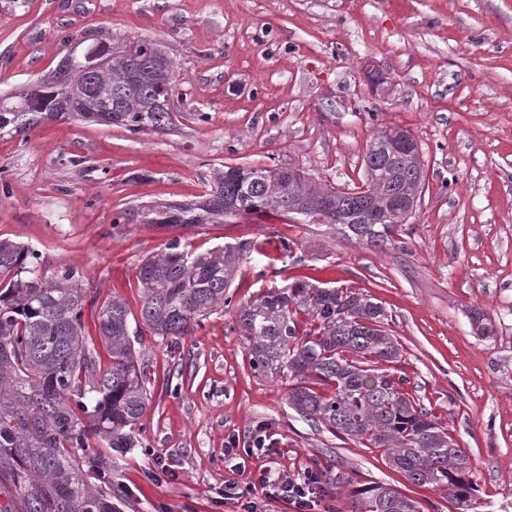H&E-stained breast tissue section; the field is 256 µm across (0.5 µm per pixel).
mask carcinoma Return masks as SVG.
<instances>
[{
    "mask_svg": "<svg viewBox=\"0 0 512 512\" xmlns=\"http://www.w3.org/2000/svg\"><path fill=\"white\" fill-rule=\"evenodd\" d=\"M62 59L73 94L51 72L29 98L0 97V135L26 136L45 121L98 118L131 132L166 131L170 112L156 97L174 91V62L144 39L112 38L98 31L67 39ZM109 61L97 73L90 68ZM139 83H127L129 69ZM117 94L118 111L100 112L109 100L90 99L89 79ZM399 129L373 135L359 186L317 188L299 170L248 167L228 181L216 174L195 204L147 208L151 224H208L238 215L334 224L342 235L382 251L413 214L424 172L421 158L399 146ZM245 246L197 252L179 240L142 261L140 319L154 335L177 339L224 306L243 262ZM38 253L0 242V512H118L126 496L112 485V454L135 447L133 426L147 402V365L129 338L128 309L109 298L97 312L100 339L111 357L102 370L84 334L86 289L67 268L53 280L37 274ZM482 336L495 328L474 309ZM384 309L362 292L294 281L270 288L242 305L240 332L252 369L263 377L288 375V405L305 419L364 448L383 451L388 464L416 485L449 491L469 512L472 461L448 426L417 405L407 379L393 368L399 343L384 326ZM351 512H417L398 490L375 484L353 490Z\"/></svg>",
    "mask_w": 512,
    "mask_h": 512,
    "instance_id": "obj_1",
    "label": "carcinoma"
}]
</instances>
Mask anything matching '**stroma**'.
<instances>
[{
    "label": "stroma",
    "mask_w": 512,
    "mask_h": 512,
    "mask_svg": "<svg viewBox=\"0 0 512 512\" xmlns=\"http://www.w3.org/2000/svg\"><path fill=\"white\" fill-rule=\"evenodd\" d=\"M97 30L159 42L175 63L173 126L137 134L61 119L0 137V240L34 249L37 273L68 266L97 301L140 322L137 268L172 240L205 252L250 245L232 301L187 336L143 333L149 401L137 445L115 456L121 512H237L225 499L230 438L265 426L272 467L354 474L457 512L377 449L306 421L288 379L250 367L238 307L305 280L352 287L386 311L398 369L473 461L471 512H512V0H0V96L53 71L68 36ZM408 129L425 182L402 249L377 252L302 217L193 227L112 221L191 203L227 166L292 168L317 186H358L374 131ZM292 240V250L281 247ZM479 308L496 333L483 337ZM176 479L153 480V454Z\"/></svg>",
    "instance_id": "obj_1"
}]
</instances>
